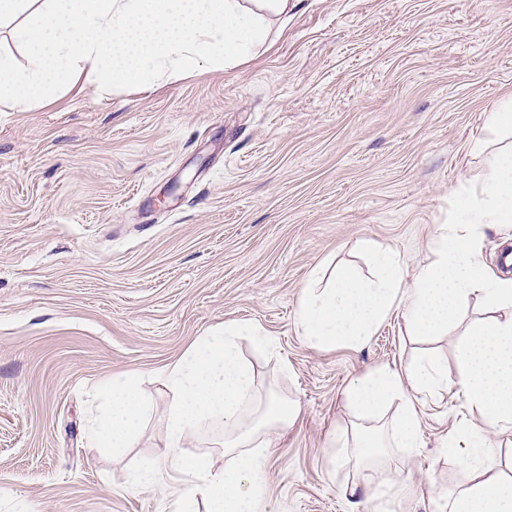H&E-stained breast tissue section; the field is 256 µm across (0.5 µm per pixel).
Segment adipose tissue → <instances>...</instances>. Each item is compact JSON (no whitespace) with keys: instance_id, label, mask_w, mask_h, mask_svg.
<instances>
[{"instance_id":"obj_1","label":"adipose tissue","mask_w":512,"mask_h":512,"mask_svg":"<svg viewBox=\"0 0 512 512\" xmlns=\"http://www.w3.org/2000/svg\"><path fill=\"white\" fill-rule=\"evenodd\" d=\"M296 6L297 0H0V34L31 60L19 67L0 54V112L26 111L57 88L107 93L120 84L138 88L237 65L261 45L269 18H287ZM470 149L486 155V171L454 191L453 216L437 226L428 260L410 273L398 252L361 242L372 276L342 266L327 280L315 270L301 290L297 328L317 348H360L400 308L410 332L427 338L449 331L476 299L480 316L464 329L454 365L430 357L357 377L347 390L357 423L351 437L333 441L344 450L343 462L370 470L383 449L419 447L411 393L456 387L471 418L444 448L455 455L472 439L480 445L464 460L467 483L438 494L437 512H512V478L502 476L487 435L512 424V278L490 273L481 246L486 229L512 223V145L493 151L477 139ZM244 338L260 351L276 347L254 325L229 324L198 336L159 375L168 392L166 454L144 461L133 485L174 495L176 512H264L265 462L295 407L260 395L240 350ZM143 382L128 370L101 383L105 406L88 427L89 447L117 454L139 438L153 411ZM396 399L401 410L387 415ZM196 435L229 454L224 468L184 453Z\"/></svg>"}]
</instances>
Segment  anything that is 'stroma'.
Returning a JSON list of instances; mask_svg holds the SVG:
<instances>
[{
	"label": "stroma",
	"mask_w": 512,
	"mask_h": 512,
	"mask_svg": "<svg viewBox=\"0 0 512 512\" xmlns=\"http://www.w3.org/2000/svg\"><path fill=\"white\" fill-rule=\"evenodd\" d=\"M511 95L512 0H299L238 65L0 112V512H173L131 487L165 453L156 375L238 322L277 339L241 349L299 407L266 461L269 512H353L360 470L330 446L355 422L348 385L426 350L454 361L457 338L420 340L397 312L363 348L319 349L297 333L301 288L333 263L369 270L366 239L415 270ZM128 369L154 411L103 455L86 445L96 386ZM413 403L421 445L373 472L367 512H436L468 479L441 446L463 396Z\"/></svg>",
	"instance_id": "stroma-1"
}]
</instances>
